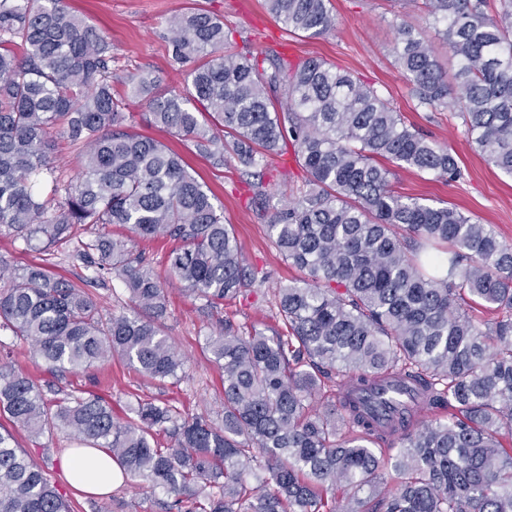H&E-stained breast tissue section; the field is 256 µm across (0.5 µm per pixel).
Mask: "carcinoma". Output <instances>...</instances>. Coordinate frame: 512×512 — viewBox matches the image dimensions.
<instances>
[{
  "label": "carcinoma",
  "instance_id": "carcinoma-1",
  "mask_svg": "<svg viewBox=\"0 0 512 512\" xmlns=\"http://www.w3.org/2000/svg\"><path fill=\"white\" fill-rule=\"evenodd\" d=\"M422 5L455 69L395 22L415 109L457 111L484 160L512 176V0L493 13L489 0ZM266 6L293 33L337 26L330 0ZM166 39L170 65L186 71L183 94L158 93L153 71L114 73L111 44L66 0H0V231L47 250L76 242L77 257L121 280L135 305L106 318L82 287L0 257V331L31 345L53 377L117 354L147 377L181 380L183 357L158 324L164 283L125 240L77 238L83 224L172 240L171 278L211 309L258 281L210 189L178 153L125 127L119 86L215 166L230 156L263 168L294 148L307 189L267 229L302 278L277 288V324L226 318L206 336L224 377L219 423L151 401L119 423L84 390L47 399L5 344L0 414L34 436L60 427L109 449L177 512H512V245L453 207L396 194L386 166L453 181L451 149L350 74L239 44L208 11L173 15ZM55 134L79 147L81 170L46 193L39 175L53 169ZM329 383L337 402L317 410ZM0 512H69L9 432Z\"/></svg>",
  "mask_w": 512,
  "mask_h": 512
}]
</instances>
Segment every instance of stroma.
Wrapping results in <instances>:
<instances>
[{"label": "stroma", "instance_id": "stroma-1", "mask_svg": "<svg viewBox=\"0 0 512 512\" xmlns=\"http://www.w3.org/2000/svg\"><path fill=\"white\" fill-rule=\"evenodd\" d=\"M331 4L338 25L335 31L321 36L287 32L267 12L264 0H72L71 7L111 42L114 69L163 70L161 88L165 91L184 87L181 72L168 67L167 21L190 8L217 15L234 37L260 41L291 62L316 58L349 73L357 81L375 87L383 99L399 107L408 121L433 140L451 147L457 159L459 179L448 182L426 172L400 169L392 179L396 190L426 204L447 203L490 225L500 238L512 243V177L487 165L475 145L463 137L461 121L452 111L417 112L407 96L405 79L391 53L395 20H408L442 63L450 61L447 47L420 4L416 0H331ZM128 111L135 132L162 141L179 153L190 172L205 182L223 204L224 221L231 224L242 254L250 265L267 275L264 283L255 284L237 301L231 315L239 324L264 320L276 287L299 278L300 273L283 261L268 238L265 220L256 214L255 194L249 186L250 169L234 158L220 167L212 165L192 143L152 125L145 101L130 99ZM262 181L271 205L277 207L306 188L305 172L289 155L269 159ZM130 243L145 252L155 272L168 283L167 310L160 324L165 336L185 357L178 384L143 376L117 356L89 370L54 378L37 369L28 345L14 343L7 332L0 333V340L12 345L16 369L29 374L46 398H61L81 388L105 397L114 417L121 421L141 400L166 402L181 411L219 420L224 390L204 343L223 319V311L204 308L179 285L169 284L166 255L171 242L161 237H134ZM0 256L20 268L47 262L56 277L87 286L104 314L132 310L122 282L111 277L96 279L93 269L75 256L72 245L60 244L45 253L39 241L27 243L4 233L0 235ZM13 434L20 448L50 474L68 500L71 512H169L167 497L138 478H126L104 496L88 495L73 486L58 466L59 456L77 446L66 430L54 428L33 436L17 428Z\"/></svg>", "mask_w": 512, "mask_h": 512}]
</instances>
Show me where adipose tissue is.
Instances as JSON below:
<instances>
[{"instance_id":"adipose-tissue-1","label":"adipose tissue","mask_w":512,"mask_h":512,"mask_svg":"<svg viewBox=\"0 0 512 512\" xmlns=\"http://www.w3.org/2000/svg\"><path fill=\"white\" fill-rule=\"evenodd\" d=\"M60 466L73 485L89 493H108L122 481L119 465L100 448L69 450L62 455Z\"/></svg>"}]
</instances>
